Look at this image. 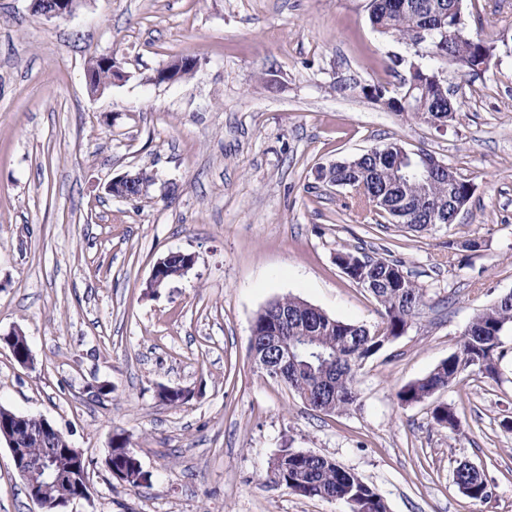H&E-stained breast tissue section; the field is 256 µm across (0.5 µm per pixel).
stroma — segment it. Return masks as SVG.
Segmentation results:
<instances>
[{
  "label": "stroma",
  "mask_w": 512,
  "mask_h": 512,
  "mask_svg": "<svg viewBox=\"0 0 512 512\" xmlns=\"http://www.w3.org/2000/svg\"><path fill=\"white\" fill-rule=\"evenodd\" d=\"M461 6L496 64L448 69L461 108L441 133L362 95L396 90L414 59L372 27L370 0H85L52 20L0 0V335L21 330L35 358L20 366L0 346V406L50 419L83 452L91 497L68 512H349L281 485L285 448L356 473L388 512H512V333L497 378L469 369L424 401L397 397L512 292V0ZM110 54L126 78L91 95L88 63ZM181 57L196 72L153 83ZM390 138L472 180L455 224L379 228L317 180L318 166ZM142 169L155 180L138 198L106 192ZM468 240L479 250L462 251ZM358 247L401 260L426 305L362 365L355 407L328 414L256 365L251 327L285 296L379 322L336 265ZM177 251L195 266L152 292L154 264ZM102 383L111 393L93 397ZM164 386L188 401L163 402ZM440 404L459 432L434 421ZM116 433L149 475L141 486L104 465ZM464 461L485 500L454 484ZM0 512H38L3 444Z\"/></svg>",
  "instance_id": "stroma-1"
}]
</instances>
